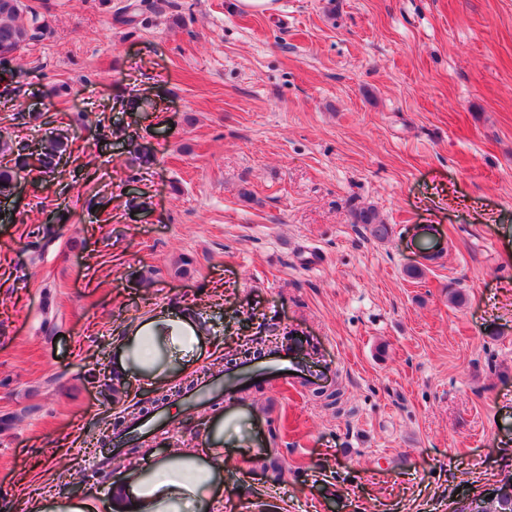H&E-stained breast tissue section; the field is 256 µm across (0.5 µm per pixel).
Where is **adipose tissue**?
<instances>
[{
    "label": "adipose tissue",
    "instance_id": "obj_1",
    "mask_svg": "<svg viewBox=\"0 0 512 512\" xmlns=\"http://www.w3.org/2000/svg\"><path fill=\"white\" fill-rule=\"evenodd\" d=\"M205 339L192 312L169 311L130 323L112 346V369L144 382L186 367ZM205 453H182L135 466L114 486L118 512H214L224 470V427L212 425Z\"/></svg>",
    "mask_w": 512,
    "mask_h": 512
}]
</instances>
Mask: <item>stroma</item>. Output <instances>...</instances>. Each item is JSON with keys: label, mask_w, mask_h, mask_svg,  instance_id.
Listing matches in <instances>:
<instances>
[{"label": "stroma", "mask_w": 512, "mask_h": 512, "mask_svg": "<svg viewBox=\"0 0 512 512\" xmlns=\"http://www.w3.org/2000/svg\"><path fill=\"white\" fill-rule=\"evenodd\" d=\"M127 2L24 0L53 34L0 71V162L19 141L70 149L0 195V512L50 496L107 512L146 452L205 447L221 416L216 512H452L499 486L512 0H147L133 28L115 20ZM360 207L386 240L353 223ZM180 307L207 332L192 377L294 336L309 380L270 375L199 411L171 396L180 374L112 396L114 334ZM164 394L168 429L91 464L108 421ZM353 223L365 224L369 228L371 235L377 240H385L389 236V227L387 224L379 221L375 211L369 207L355 209L352 212Z\"/></svg>", "instance_id": "35a3bbf8"}]
</instances>
